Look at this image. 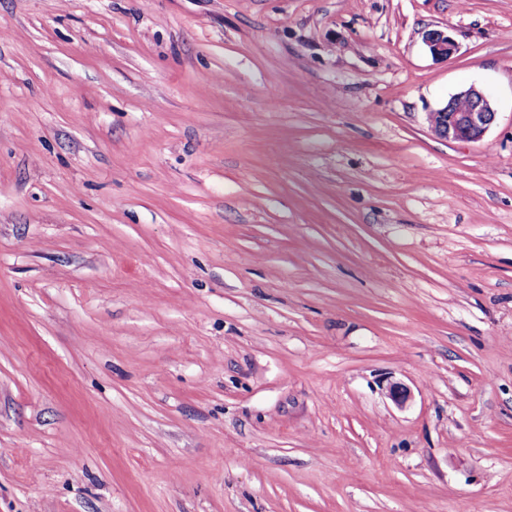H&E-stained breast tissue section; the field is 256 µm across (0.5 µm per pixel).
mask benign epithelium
<instances>
[{
  "mask_svg": "<svg viewBox=\"0 0 512 512\" xmlns=\"http://www.w3.org/2000/svg\"><path fill=\"white\" fill-rule=\"evenodd\" d=\"M424 41L432 56L437 58L449 59L458 51V43L444 30L427 31ZM496 117L491 97L475 85L459 90L449 98L445 106L428 113L432 131L448 141L477 142L483 139ZM385 390L399 407L411 398L410 388L398 381L388 382Z\"/></svg>",
  "mask_w": 512,
  "mask_h": 512,
  "instance_id": "obj_1",
  "label": "benign epithelium"
}]
</instances>
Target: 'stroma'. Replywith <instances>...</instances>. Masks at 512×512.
<instances>
[{
  "mask_svg": "<svg viewBox=\"0 0 512 512\" xmlns=\"http://www.w3.org/2000/svg\"><path fill=\"white\" fill-rule=\"evenodd\" d=\"M0 512H512V0H0ZM424 41L432 56L441 59H450L459 48L456 40L444 30L433 29L427 31ZM438 113H441V119L436 123ZM496 117L491 97L475 85L459 90L445 106L428 113L432 131L448 141H480Z\"/></svg>",
  "mask_w": 512,
  "mask_h": 512,
  "instance_id": "1",
  "label": "stroma"
}]
</instances>
